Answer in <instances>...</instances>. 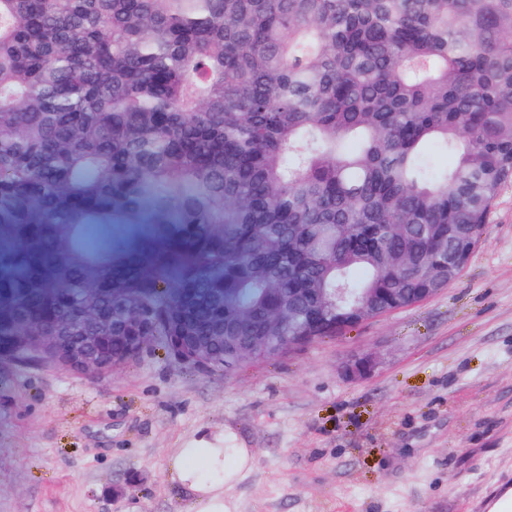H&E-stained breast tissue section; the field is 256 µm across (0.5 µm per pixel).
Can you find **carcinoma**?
I'll return each mask as SVG.
<instances>
[{
    "mask_svg": "<svg viewBox=\"0 0 512 512\" xmlns=\"http://www.w3.org/2000/svg\"><path fill=\"white\" fill-rule=\"evenodd\" d=\"M509 181L512 0H0V362L94 288L165 350L272 303L332 339L322 297L413 305ZM111 335L107 374L136 360Z\"/></svg>",
    "mask_w": 512,
    "mask_h": 512,
    "instance_id": "obj_1",
    "label": "carcinoma"
}]
</instances>
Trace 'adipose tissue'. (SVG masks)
Wrapping results in <instances>:
<instances>
[{"instance_id":"adipose-tissue-1","label":"adipose tissue","mask_w":512,"mask_h":512,"mask_svg":"<svg viewBox=\"0 0 512 512\" xmlns=\"http://www.w3.org/2000/svg\"><path fill=\"white\" fill-rule=\"evenodd\" d=\"M247 460V453L241 448L233 467H225L215 440L204 435L170 458L169 474L172 481L191 494L190 512H224V481L242 473Z\"/></svg>"}]
</instances>
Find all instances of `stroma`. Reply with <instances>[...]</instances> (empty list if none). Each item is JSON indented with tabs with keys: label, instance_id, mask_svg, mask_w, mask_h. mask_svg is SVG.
<instances>
[{
	"label": "stroma",
	"instance_id": "obj_1",
	"mask_svg": "<svg viewBox=\"0 0 512 512\" xmlns=\"http://www.w3.org/2000/svg\"><path fill=\"white\" fill-rule=\"evenodd\" d=\"M358 353L374 372L344 375ZM249 449L228 512H489L512 489V182L447 288L207 373L154 346L105 378L0 364V512H186L171 454Z\"/></svg>",
	"mask_w": 512,
	"mask_h": 512
}]
</instances>
